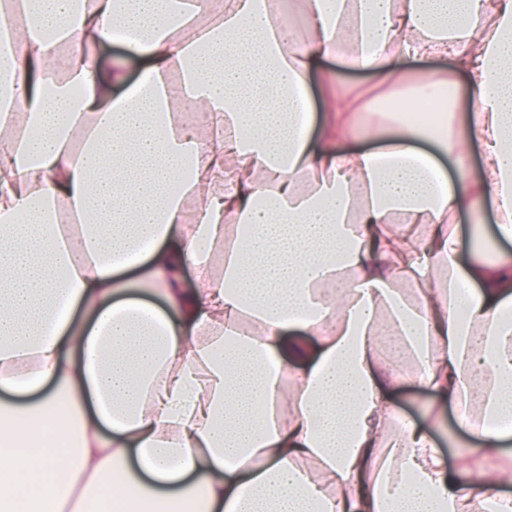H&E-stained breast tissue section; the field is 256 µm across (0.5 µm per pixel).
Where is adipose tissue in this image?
<instances>
[{
	"mask_svg": "<svg viewBox=\"0 0 512 512\" xmlns=\"http://www.w3.org/2000/svg\"><path fill=\"white\" fill-rule=\"evenodd\" d=\"M0 27V512H512L485 465L512 259L447 227L488 202L512 241V0H0ZM407 86L448 91L436 127L397 119ZM390 351L475 477L389 403Z\"/></svg>",
	"mask_w": 512,
	"mask_h": 512,
	"instance_id": "adipose-tissue-1",
	"label": "adipose tissue"
}]
</instances>
